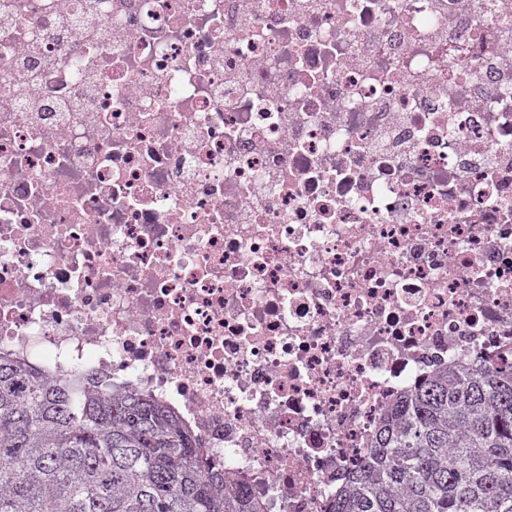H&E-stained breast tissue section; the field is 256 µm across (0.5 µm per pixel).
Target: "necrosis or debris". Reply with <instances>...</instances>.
Returning <instances> with one entry per match:
<instances>
[{"instance_id":"obj_1","label":"necrosis or debris","mask_w":512,"mask_h":512,"mask_svg":"<svg viewBox=\"0 0 512 512\" xmlns=\"http://www.w3.org/2000/svg\"><path fill=\"white\" fill-rule=\"evenodd\" d=\"M0 349L329 512L400 396L512 362V0H0Z\"/></svg>"}]
</instances>
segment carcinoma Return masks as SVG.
<instances>
[{
  "label": "carcinoma",
  "instance_id": "carcinoma-1",
  "mask_svg": "<svg viewBox=\"0 0 512 512\" xmlns=\"http://www.w3.org/2000/svg\"><path fill=\"white\" fill-rule=\"evenodd\" d=\"M0 512H259L176 415L0 354ZM333 512H512V366L450 368L394 405Z\"/></svg>",
  "mask_w": 512,
  "mask_h": 512
}]
</instances>
